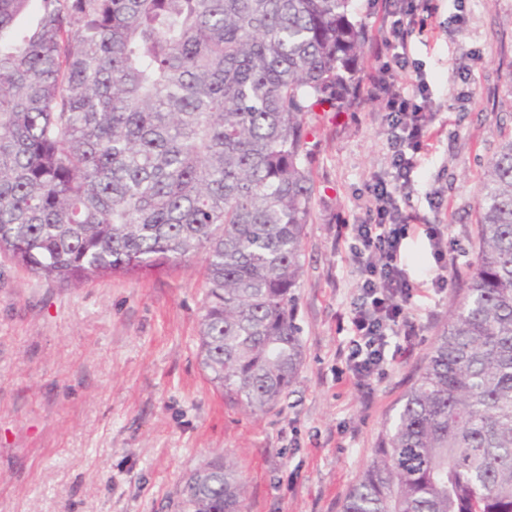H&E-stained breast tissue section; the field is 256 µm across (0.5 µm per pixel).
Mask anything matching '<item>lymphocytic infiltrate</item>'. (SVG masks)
<instances>
[{"label": "lymphocytic infiltrate", "instance_id": "obj_1", "mask_svg": "<svg viewBox=\"0 0 512 512\" xmlns=\"http://www.w3.org/2000/svg\"><path fill=\"white\" fill-rule=\"evenodd\" d=\"M433 0H389L387 37L374 47L379 65L364 88L367 101L379 104L388 119L392 148L391 180H378L366 203L367 219L361 224H343L339 237L347 245L360 273L359 294L349 312L352 336L347 344V360L362 381L382 372L385 365L405 358L412 351L420 331L413 299L424 288H447L448 233L441 224L423 225L435 264L410 280L402 242L411 229L412 214L402 210L396 189L412 181L416 155L428 148L434 135L436 115L424 111L418 96L426 82L416 75L403 86L398 72L409 66L408 38L418 17L433 13Z\"/></svg>", "mask_w": 512, "mask_h": 512}]
</instances>
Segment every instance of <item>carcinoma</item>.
Listing matches in <instances>:
<instances>
[{
	"label": "carcinoma",
	"instance_id": "cac0c4a2",
	"mask_svg": "<svg viewBox=\"0 0 512 512\" xmlns=\"http://www.w3.org/2000/svg\"><path fill=\"white\" fill-rule=\"evenodd\" d=\"M366 44L354 0H0V254L59 283L205 254L202 364L274 408L303 355L306 116L358 96ZM477 240L343 512H512V135ZM203 471L178 512H245L230 460Z\"/></svg>",
	"mask_w": 512,
	"mask_h": 512
}]
</instances>
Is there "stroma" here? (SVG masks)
Segmentation results:
<instances>
[{
    "label": "stroma",
    "mask_w": 512,
    "mask_h": 512,
    "mask_svg": "<svg viewBox=\"0 0 512 512\" xmlns=\"http://www.w3.org/2000/svg\"><path fill=\"white\" fill-rule=\"evenodd\" d=\"M439 0L410 56L437 116L403 210L448 227L451 284L414 297L411 355L363 389L343 348L359 275L338 223L365 220L391 176L378 105L306 119L316 185L295 318L303 359L273 409L246 412L209 380L199 350L203 255L62 284L0 255V512H176L184 478L228 457L246 512H342L426 365L476 255L483 167L512 133V0Z\"/></svg>",
    "instance_id": "35a3bbf8"
}]
</instances>
